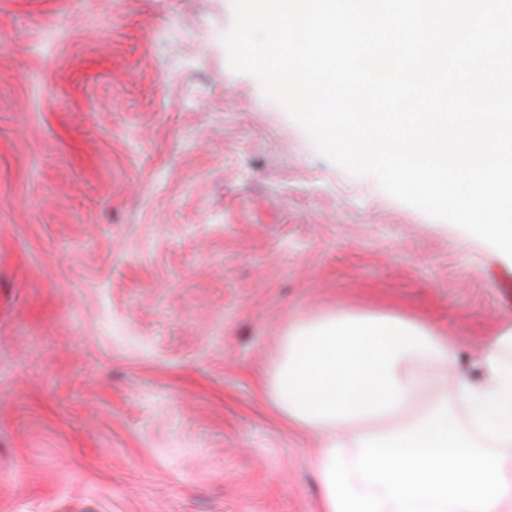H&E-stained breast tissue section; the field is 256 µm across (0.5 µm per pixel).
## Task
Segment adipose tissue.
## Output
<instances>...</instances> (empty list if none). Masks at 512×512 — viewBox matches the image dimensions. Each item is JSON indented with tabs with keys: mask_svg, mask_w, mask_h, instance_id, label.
I'll list each match as a JSON object with an SVG mask.
<instances>
[{
	"mask_svg": "<svg viewBox=\"0 0 512 512\" xmlns=\"http://www.w3.org/2000/svg\"><path fill=\"white\" fill-rule=\"evenodd\" d=\"M457 355L428 324L394 315L330 310L289 328L267 398L319 437L312 468L321 512H335L325 479L333 447L354 463L362 438L407 431L442 400L466 409L464 431L480 446H512V326L485 339L475 373H461L449 393L440 371Z\"/></svg>",
	"mask_w": 512,
	"mask_h": 512,
	"instance_id": "1",
	"label": "adipose tissue"
}]
</instances>
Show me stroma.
Segmentation results:
<instances>
[{"mask_svg":"<svg viewBox=\"0 0 512 512\" xmlns=\"http://www.w3.org/2000/svg\"><path fill=\"white\" fill-rule=\"evenodd\" d=\"M231 0H0V512H320L266 397L289 327L422 320L462 366L512 268L320 156Z\"/></svg>","mask_w":512,"mask_h":512,"instance_id":"35a3bbf8","label":"stroma"}]
</instances>
